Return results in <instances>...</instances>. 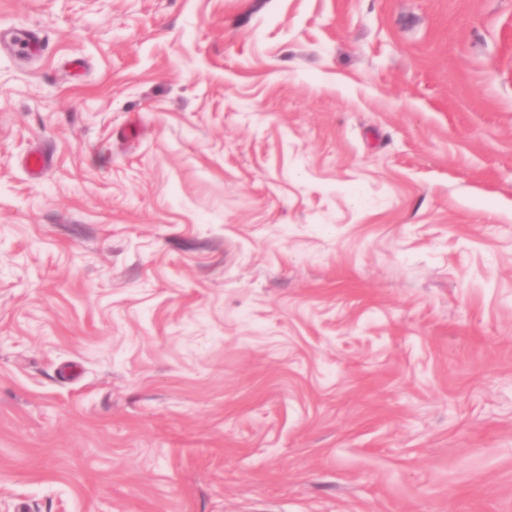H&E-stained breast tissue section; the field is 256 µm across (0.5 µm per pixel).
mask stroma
<instances>
[{"mask_svg": "<svg viewBox=\"0 0 512 512\" xmlns=\"http://www.w3.org/2000/svg\"><path fill=\"white\" fill-rule=\"evenodd\" d=\"M14 26L0 512H512V0ZM8 36L11 45L23 51L24 55L37 53L41 49L40 35L32 29L14 27L9 30Z\"/></svg>", "mask_w": 512, "mask_h": 512, "instance_id": "35a3bbf8", "label": "stroma"}]
</instances>
